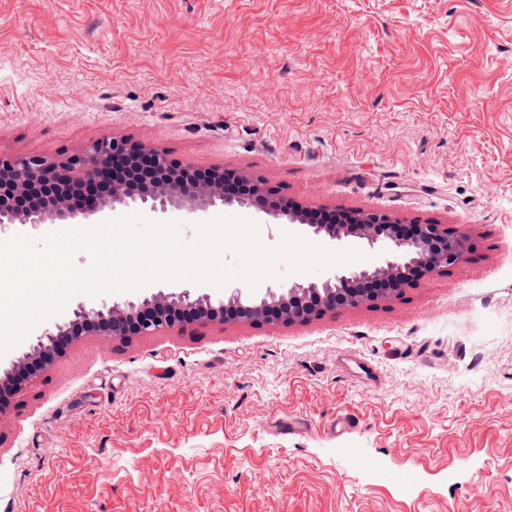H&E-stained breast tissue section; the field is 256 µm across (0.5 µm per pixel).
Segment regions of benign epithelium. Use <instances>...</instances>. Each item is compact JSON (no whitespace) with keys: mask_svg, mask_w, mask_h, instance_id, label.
<instances>
[{"mask_svg":"<svg viewBox=\"0 0 512 512\" xmlns=\"http://www.w3.org/2000/svg\"><path fill=\"white\" fill-rule=\"evenodd\" d=\"M132 169L140 182L133 184L123 178H113L114 166ZM248 191L230 196L224 183H201L174 175L167 154L127 138L103 136L82 153L66 158H51L39 154L0 155V224H55L81 217L89 218L104 206H129L138 202L150 204V210L166 211L169 207L189 211H206L224 205L254 206L268 197L262 183L243 179ZM109 184L108 194L94 198L82 207L64 200L73 188H88ZM263 212L290 224L299 223L319 235L333 240L355 237L370 248L383 251L382 259L368 267L340 271L332 277L307 285L295 284L277 293L271 289L262 295L235 289L224 298L212 301L203 294L191 298L188 291L160 293L137 303L112 306L103 311L79 306L73 318L55 325V330L43 332L34 356L47 360L60 336H73L75 329L100 322H109V336H149L165 329L185 324H206L224 321V313L233 312L237 319L249 321L271 315L282 321H308L340 307L355 306L385 298L399 291L415 275L425 276L442 268L454 266L467 257L466 242L439 224H416L410 237L397 235L399 220L378 211H358L348 216L344 226L318 224L307 214L296 210L287 212L273 203L262 205ZM382 280L389 288L381 294H370L356 288L358 284ZM32 375L20 379H0V416L8 411L6 396L18 391Z\"/></svg>","mask_w":512,"mask_h":512,"instance_id":"benign-epithelium-1","label":"benign epithelium"}]
</instances>
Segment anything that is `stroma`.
Returning a JSON list of instances; mask_svg holds the SVG:
<instances>
[{
	"instance_id": "1",
	"label": "stroma",
	"mask_w": 512,
	"mask_h": 512,
	"mask_svg": "<svg viewBox=\"0 0 512 512\" xmlns=\"http://www.w3.org/2000/svg\"><path fill=\"white\" fill-rule=\"evenodd\" d=\"M105 135L473 249L306 322L81 336L0 417V512H512V0H0V153ZM238 286L76 294L0 375L79 305Z\"/></svg>"
}]
</instances>
